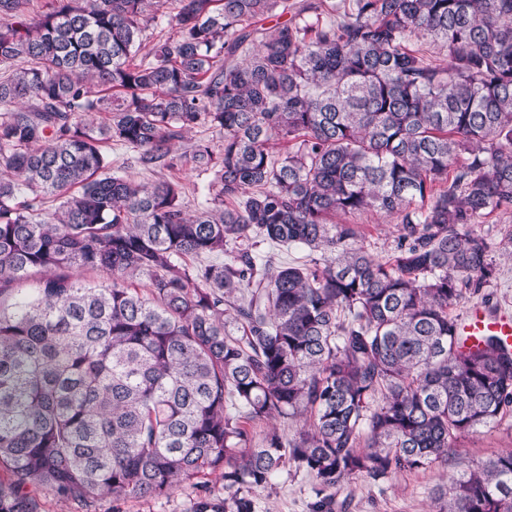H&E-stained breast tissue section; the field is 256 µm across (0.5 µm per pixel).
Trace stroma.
<instances>
[{
    "label": "stroma",
    "instance_id": "stroma-1",
    "mask_svg": "<svg viewBox=\"0 0 512 512\" xmlns=\"http://www.w3.org/2000/svg\"><path fill=\"white\" fill-rule=\"evenodd\" d=\"M110 157L113 167L145 183L161 178L180 180L190 208L200 207L204 200L207 178L193 171L190 165L146 170L136 162L137 149L129 146L113 148ZM346 221L359 227L362 244L378 258L387 260L393 256L398 236L394 225L373 212L353 214ZM471 230L490 243L494 274L478 293L465 295L452 307V315L462 317L476 303L492 310L512 309V261L506 256L512 249V241L506 237L512 231V208L481 216ZM508 449H512V410L490 427L459 439L447 461L378 481L353 478L337 491L336 500L343 503L344 512H431L433 490L447 483L449 474L458 470L461 461L478 462ZM250 497L254 512H311L315 493L313 481L306 472L287 466L267 487L251 491Z\"/></svg>",
    "mask_w": 512,
    "mask_h": 512
}]
</instances>
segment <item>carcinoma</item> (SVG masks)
Segmentation results:
<instances>
[{
	"mask_svg": "<svg viewBox=\"0 0 512 512\" xmlns=\"http://www.w3.org/2000/svg\"><path fill=\"white\" fill-rule=\"evenodd\" d=\"M30 2L0 0V512L187 487L190 512H253L287 463L334 512L512 406V354L450 313L493 272L462 228L512 208V0H177L152 41L160 0ZM199 127L219 144L177 153ZM119 145L190 159L204 204L112 170ZM365 211L392 259L335 221ZM258 239L312 256L259 264ZM432 502L512 512V451ZM344 221L359 227L362 235L359 244H363L378 258L385 261L393 256L398 236L394 224H387L375 212L357 213L345 218L336 217V222Z\"/></svg>",
	"mask_w": 512,
	"mask_h": 512,
	"instance_id": "cac0c4a2",
	"label": "carcinoma"
}]
</instances>
